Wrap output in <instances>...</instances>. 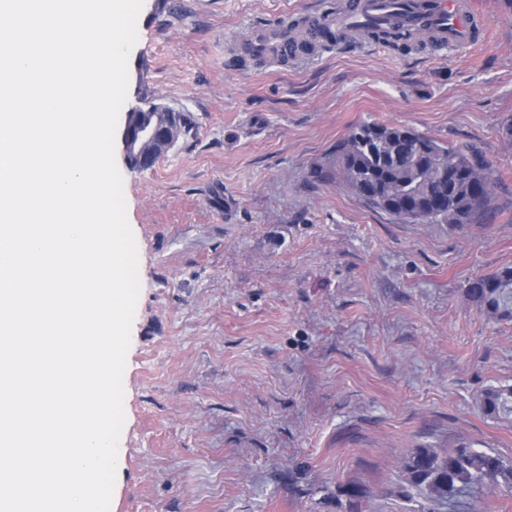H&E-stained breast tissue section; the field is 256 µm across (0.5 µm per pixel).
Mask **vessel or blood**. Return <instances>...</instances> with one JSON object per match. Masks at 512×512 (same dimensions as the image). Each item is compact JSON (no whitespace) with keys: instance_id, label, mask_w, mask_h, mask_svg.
I'll return each instance as SVG.
<instances>
[{"instance_id":"obj_1","label":"vessel or blood","mask_w":512,"mask_h":512,"mask_svg":"<svg viewBox=\"0 0 512 512\" xmlns=\"http://www.w3.org/2000/svg\"><path fill=\"white\" fill-rule=\"evenodd\" d=\"M296 22L324 52L336 47L333 31L352 30L361 24L375 31L373 47H385L383 35L390 31L404 37L427 31L439 52L475 44L485 30L484 21L470 11L467 0H346L335 11H310ZM238 48L263 65L285 63L304 54L287 23L269 20L253 24Z\"/></svg>"}]
</instances>
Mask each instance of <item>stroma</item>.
I'll return each mask as SVG.
<instances>
[{
	"instance_id": "stroma-1",
	"label": "stroma",
	"mask_w": 512,
	"mask_h": 512,
	"mask_svg": "<svg viewBox=\"0 0 512 512\" xmlns=\"http://www.w3.org/2000/svg\"><path fill=\"white\" fill-rule=\"evenodd\" d=\"M338 0H143L127 105L191 113L153 167L115 161L141 290L126 356L110 512H422L401 462L466 443L512 458V320L465 289L512 266V5L470 0L483 39L337 49L264 68L251 23ZM478 153L489 203L468 224L402 221L336 177L357 124ZM481 406L487 414L512 417V387L489 389L481 398Z\"/></svg>"
}]
</instances>
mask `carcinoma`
Instances as JSON below:
<instances>
[{"label": "carcinoma", "mask_w": 512, "mask_h": 512, "mask_svg": "<svg viewBox=\"0 0 512 512\" xmlns=\"http://www.w3.org/2000/svg\"><path fill=\"white\" fill-rule=\"evenodd\" d=\"M129 111L163 125L151 102ZM336 172L367 205L401 220L468 224L491 193L488 168L474 155L402 125L363 122L336 142ZM466 295L488 316L512 320V267L469 281ZM490 415L512 417V387L490 389L481 398ZM405 497H422L430 512H442L476 489H512V464L491 450L465 443L436 450L416 448L403 461Z\"/></svg>", "instance_id": "obj_1"}]
</instances>
